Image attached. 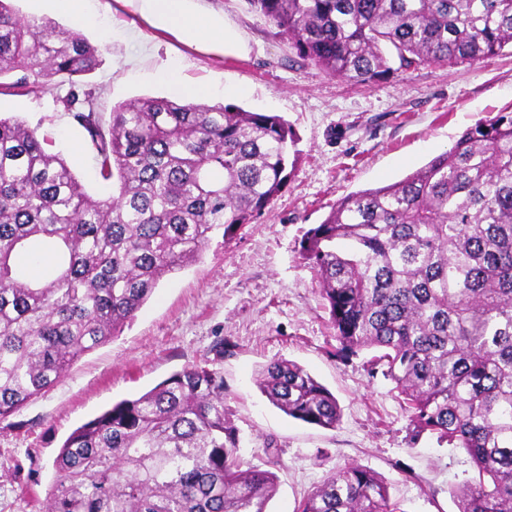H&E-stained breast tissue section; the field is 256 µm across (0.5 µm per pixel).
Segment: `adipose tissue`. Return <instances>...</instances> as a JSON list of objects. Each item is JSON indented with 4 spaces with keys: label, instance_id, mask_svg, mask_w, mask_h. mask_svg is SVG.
I'll use <instances>...</instances> for the list:
<instances>
[{
    "label": "adipose tissue",
    "instance_id": "1",
    "mask_svg": "<svg viewBox=\"0 0 512 512\" xmlns=\"http://www.w3.org/2000/svg\"><path fill=\"white\" fill-rule=\"evenodd\" d=\"M151 27L167 32L180 41L227 56L247 54L246 40L227 18L197 10L194 0H126Z\"/></svg>",
    "mask_w": 512,
    "mask_h": 512
}]
</instances>
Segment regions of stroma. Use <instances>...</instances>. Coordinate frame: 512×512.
<instances>
[{
  "mask_svg": "<svg viewBox=\"0 0 512 512\" xmlns=\"http://www.w3.org/2000/svg\"><path fill=\"white\" fill-rule=\"evenodd\" d=\"M236 24L242 57L176 40L149 27L122 0H83L84 20L54 14L99 47L102 62L82 80L102 124L136 97H179L214 88L213 103L282 116L298 161L281 197L237 236L214 232L200 261L164 277L135 319L84 355L57 386L0 421V512H47L52 464L66 437L112 404L133 399L191 363L224 374V405L240 430L245 461L265 466L277 446V492L267 512H296L308 492L355 463L380 475L401 512H459L453 488L476 476L460 448L415 436L390 381L371 371L368 350L343 359L314 270L300 240L345 195L402 179L447 150L477 121L512 111V49L479 64L425 67L355 84L298 58L248 0H197ZM65 82L50 90L0 94V115L37 128L86 191L112 195L85 129L65 109ZM223 357H216V347ZM285 358L336 397L333 429L272 406L258 370Z\"/></svg>",
  "mask_w": 512,
  "mask_h": 512,
  "instance_id": "35a3bbf8",
  "label": "stroma"
}]
</instances>
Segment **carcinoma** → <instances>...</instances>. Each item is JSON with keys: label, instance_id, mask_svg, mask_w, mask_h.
<instances>
[{"label": "carcinoma", "instance_id": "cac0c4a2", "mask_svg": "<svg viewBox=\"0 0 512 512\" xmlns=\"http://www.w3.org/2000/svg\"><path fill=\"white\" fill-rule=\"evenodd\" d=\"M303 61L371 83L419 67L478 64L512 46V0H249ZM100 49L0 0V89L70 83L118 195L88 194L37 129L0 117V421L55 387L117 335L166 276L231 239L287 186L298 155L282 117L234 104L141 97L103 129L81 79ZM42 239L55 261L28 280L21 257ZM313 268L339 344L377 350L415 436L466 450L479 480L452 490L459 512H512V111L477 122L397 182L350 193L310 228ZM287 416L331 429L336 397L294 361L258 372ZM224 374L187 364L82 424L54 461L48 512H266L277 476L239 453ZM296 512H399L385 481L351 464Z\"/></svg>", "mask_w": 512, "mask_h": 512}]
</instances>
